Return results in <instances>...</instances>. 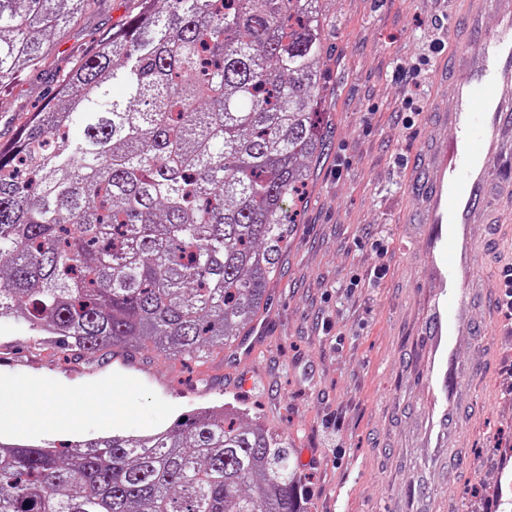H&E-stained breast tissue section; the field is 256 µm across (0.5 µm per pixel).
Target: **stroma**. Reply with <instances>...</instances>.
Wrapping results in <instances>:
<instances>
[{"label":"stroma","instance_id":"35a3bbf8","mask_svg":"<svg viewBox=\"0 0 512 512\" xmlns=\"http://www.w3.org/2000/svg\"><path fill=\"white\" fill-rule=\"evenodd\" d=\"M130 2L100 0L51 36L47 66L0 95V144L14 135L20 110L37 111L47 100L59 62L108 39L125 22ZM450 7L451 0H328L326 150L309 163L280 271L267 286L257 317L267 339L255 361L231 348L186 366L148 345L66 359L50 345L23 347L28 327L2 320L0 387L10 388L14 401L11 421L0 420V439L60 444L112 432L146 434L196 407L229 404L287 439L307 512H329L336 494L346 491L347 462L365 448L363 431L372 424L385 446L371 456L377 478L365 480L359 493L378 502L403 500L420 462L412 446L415 419L393 418L374 398L407 387L394 355L418 341L391 322L411 292L410 279L396 273L402 162L425 129L430 64L448 46ZM383 237L384 253L376 247ZM379 267L385 276L376 275ZM493 346L464 512H512L511 324L501 323ZM49 403L69 407L75 427L41 414Z\"/></svg>","mask_w":512,"mask_h":512}]
</instances>
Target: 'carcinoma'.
<instances>
[{
  "label": "carcinoma",
  "mask_w": 512,
  "mask_h": 512,
  "mask_svg": "<svg viewBox=\"0 0 512 512\" xmlns=\"http://www.w3.org/2000/svg\"><path fill=\"white\" fill-rule=\"evenodd\" d=\"M162 1L165 9L156 8ZM96 0H0V86ZM323 0H133L0 144V320L200 362L263 309L322 138ZM146 435L0 440V512H304L288 444L227 407Z\"/></svg>",
  "instance_id": "cac0c4a2"
}]
</instances>
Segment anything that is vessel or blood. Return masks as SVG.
Wrapping results in <instances>:
<instances>
[{"instance_id":"1","label":"vessel or blood","mask_w":512,"mask_h":512,"mask_svg":"<svg viewBox=\"0 0 512 512\" xmlns=\"http://www.w3.org/2000/svg\"><path fill=\"white\" fill-rule=\"evenodd\" d=\"M496 18L494 27L485 16ZM447 51L434 62L430 117L404 172L405 207L398 227L403 267L412 271L418 345L398 352L419 394L418 445L424 469L409 481L426 512H462L460 490L473 469L465 416L484 407L473 386L493 357L498 333L495 291L479 265L480 225L512 244V0H457L448 18ZM447 483L435 481L437 464ZM366 457L347 464L353 484L334 512H402L395 501L372 506L357 495Z\"/></svg>"}]
</instances>
